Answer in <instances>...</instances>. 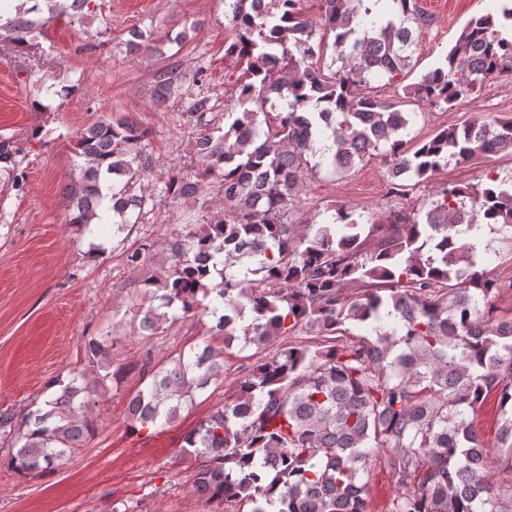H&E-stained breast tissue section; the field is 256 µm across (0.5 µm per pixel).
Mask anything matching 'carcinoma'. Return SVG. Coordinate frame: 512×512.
<instances>
[{
  "mask_svg": "<svg viewBox=\"0 0 512 512\" xmlns=\"http://www.w3.org/2000/svg\"><path fill=\"white\" fill-rule=\"evenodd\" d=\"M302 0H224L231 26L224 55L247 62L235 85L240 112L224 125L208 101L190 98L189 162L153 178L148 130L129 116H109L75 136L79 176L64 192L69 223L106 252L101 229L123 232L157 199H181L216 185L219 217L200 215L168 243L158 274L143 281L138 329L210 318L203 343L149 363L112 368L114 337L85 343L88 361L115 382L134 374L143 387L128 402L131 429L159 430L179 417L196 392L221 379L224 355L256 347L234 392L183 437L179 456L192 462L190 491L232 502L238 512H368L371 466L395 478L387 512H512V483L491 478L489 449L474 415L490 393L501 409L495 452L512 470V316L495 300L512 280L483 268L469 234L482 231L484 251L512 245V186L443 187L427 211L409 196L448 163L512 152V119L472 121L407 140L406 103L444 110L486 76L512 71V31L491 14L467 23L444 62L404 87L400 100L355 92L370 78L390 84L410 67L414 27L428 15L416 0H321L318 20ZM97 0H48V12L78 17ZM18 7L0 21V52L31 46L51 18ZM321 36H316V33ZM333 38L344 69L317 60ZM174 88L159 74L155 97ZM388 169L389 193L404 201L381 219L339 206L329 221L296 233L288 217L318 156L337 172L366 156ZM26 148L0 140V188L20 190ZM112 221L95 224L98 212ZM398 321L371 340L343 336L348 323ZM53 395L21 416L0 412V434L13 437L8 465L22 477L55 471L97 431L96 401L80 369L55 379Z\"/></svg>",
  "mask_w": 512,
  "mask_h": 512,
  "instance_id": "obj_1",
  "label": "carcinoma"
}]
</instances>
